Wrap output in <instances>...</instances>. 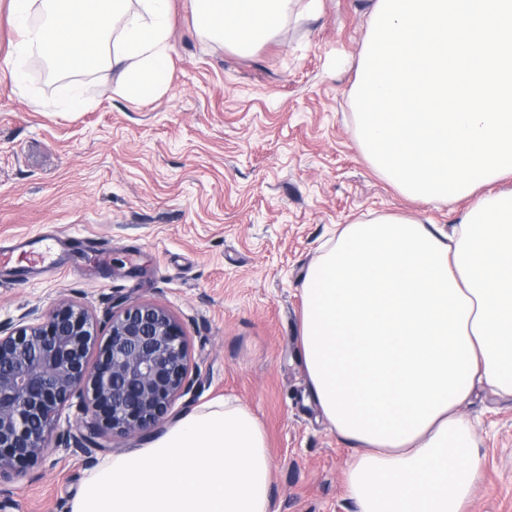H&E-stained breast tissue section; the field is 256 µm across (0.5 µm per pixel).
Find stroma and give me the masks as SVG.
<instances>
[{
    "label": "stroma",
    "mask_w": 512,
    "mask_h": 512,
    "mask_svg": "<svg viewBox=\"0 0 512 512\" xmlns=\"http://www.w3.org/2000/svg\"><path fill=\"white\" fill-rule=\"evenodd\" d=\"M371 7L322 0L318 17L240 53L197 31L192 0H172L170 86L145 102L102 94L103 71L61 76L33 59L21 90L0 74V247L67 242L50 270L0 266V323L63 301L100 318L119 299L167 308L204 382L174 417L224 398L249 407L276 512H356L351 452L309 403L298 355L307 268L369 215L444 229L475 202L410 199L365 158L350 94ZM72 83L90 107L57 111ZM460 412L483 458L465 512H512V402L481 389ZM103 458L51 447L1 487L10 512H68Z\"/></svg>",
    "instance_id": "obj_1"
}]
</instances>
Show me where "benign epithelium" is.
Segmentation results:
<instances>
[{
	"label": "benign epithelium",
	"mask_w": 512,
	"mask_h": 512,
	"mask_svg": "<svg viewBox=\"0 0 512 512\" xmlns=\"http://www.w3.org/2000/svg\"><path fill=\"white\" fill-rule=\"evenodd\" d=\"M97 359L89 364L91 348ZM187 336L164 307L119 302L98 322L77 304L0 324V480L37 464L66 403L79 396L89 421L80 443L149 432L195 392Z\"/></svg>",
	"instance_id": "7a95c632"
}]
</instances>
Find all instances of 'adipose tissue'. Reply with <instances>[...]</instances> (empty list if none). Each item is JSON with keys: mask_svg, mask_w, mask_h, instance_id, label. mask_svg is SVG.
<instances>
[{"mask_svg": "<svg viewBox=\"0 0 512 512\" xmlns=\"http://www.w3.org/2000/svg\"><path fill=\"white\" fill-rule=\"evenodd\" d=\"M171 0H8L17 39L61 73L116 69V92L169 85ZM321 0H193L197 28L247 51ZM299 353L312 401L351 450L357 512H463L481 468L459 408L477 387L512 398V191L488 193L451 233L386 214L347 225L301 288ZM273 460L246 406L208 403L103 460L70 512H272Z\"/></svg>", "mask_w": 512, "mask_h": 512, "instance_id": "obj_1", "label": "adipose tissue"}]
</instances>
